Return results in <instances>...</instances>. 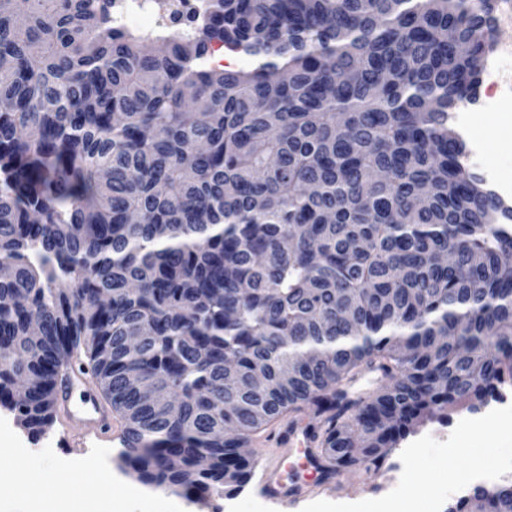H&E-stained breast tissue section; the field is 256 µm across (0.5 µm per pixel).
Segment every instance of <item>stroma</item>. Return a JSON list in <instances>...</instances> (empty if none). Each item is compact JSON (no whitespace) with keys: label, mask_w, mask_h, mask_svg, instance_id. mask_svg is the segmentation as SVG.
<instances>
[{"label":"stroma","mask_w":512,"mask_h":512,"mask_svg":"<svg viewBox=\"0 0 512 512\" xmlns=\"http://www.w3.org/2000/svg\"><path fill=\"white\" fill-rule=\"evenodd\" d=\"M469 118L471 132L484 150L474 173L481 176L494 172L500 183L512 186V105L486 109L476 103ZM480 416L484 429L477 434L463 433L457 411L452 413L449 424L428 422L420 426L404 442L416 454L404 461L399 472L390 466L366 478L344 471L330 486H319L312 482V468L304 452L296 450L288 458V478L309 485L311 499L356 500L366 512H445L448 503L475 487L471 478L475 470L492 469L512 460V405L498 409L485 406ZM4 430L9 438L0 442V472L15 467L10 441L15 435L29 450L28 473L45 499L70 496L74 484L82 482L83 476L75 465L91 456V449L63 453L53 445L60 431L78 432L76 422L55 419L38 438L14 419L5 424ZM84 496L88 512H175L181 501L180 496L168 491L156 501L139 498L122 483L105 488L87 485Z\"/></svg>","instance_id":"obj_1"}]
</instances>
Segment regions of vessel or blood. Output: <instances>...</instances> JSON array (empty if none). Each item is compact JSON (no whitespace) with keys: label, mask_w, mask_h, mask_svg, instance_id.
<instances>
[{"label":"vessel or blood","mask_w":512,"mask_h":512,"mask_svg":"<svg viewBox=\"0 0 512 512\" xmlns=\"http://www.w3.org/2000/svg\"><path fill=\"white\" fill-rule=\"evenodd\" d=\"M87 380L82 373L69 376L65 384L55 394V403L66 413L79 415L88 438L92 439L100 448H121L125 445V438L121 430L113 427L106 409L96 400L85 397L73 400L75 389L86 386ZM277 448L268 455L258 458L259 487L262 497L271 504L282 506L287 502L303 501L304 495L299 488L287 484L282 467L288 457L290 449L300 445L311 447L312 440L306 435L302 426L295 425L287 428L277 438Z\"/></svg>","instance_id":"obj_1"}]
</instances>
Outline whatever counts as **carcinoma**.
<instances>
[{
  "mask_svg": "<svg viewBox=\"0 0 512 512\" xmlns=\"http://www.w3.org/2000/svg\"><path fill=\"white\" fill-rule=\"evenodd\" d=\"M495 2L208 0L141 30L0 0V406L44 432L83 344L123 470L202 502L287 415L321 478L371 476L511 387L512 207L448 126ZM447 512H512V483Z\"/></svg>",
  "mask_w": 512,
  "mask_h": 512,
  "instance_id": "obj_1",
  "label": "carcinoma"
}]
</instances>
